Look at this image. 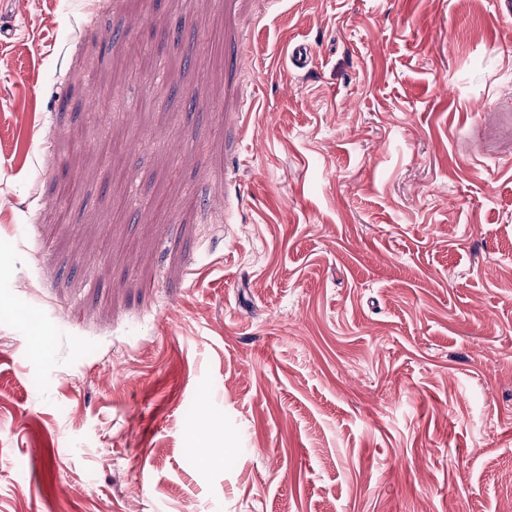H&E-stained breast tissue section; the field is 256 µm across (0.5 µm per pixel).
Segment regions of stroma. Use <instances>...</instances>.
I'll list each match as a JSON object with an SVG mask.
<instances>
[{
    "label": "stroma",
    "instance_id": "obj_1",
    "mask_svg": "<svg viewBox=\"0 0 512 512\" xmlns=\"http://www.w3.org/2000/svg\"><path fill=\"white\" fill-rule=\"evenodd\" d=\"M13 23L0 512H512V12Z\"/></svg>",
    "mask_w": 512,
    "mask_h": 512
}]
</instances>
